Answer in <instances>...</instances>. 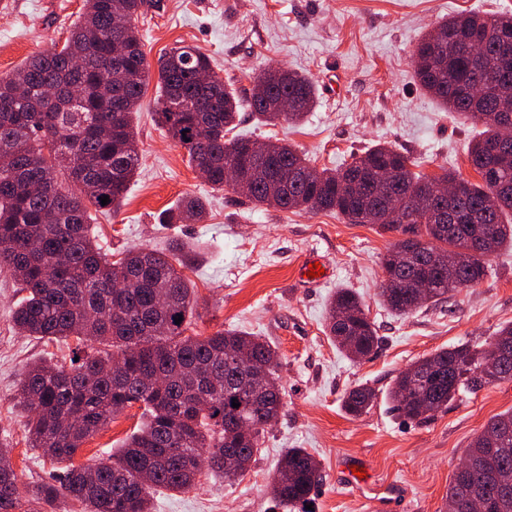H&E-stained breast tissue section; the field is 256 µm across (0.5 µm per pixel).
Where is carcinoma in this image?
I'll return each mask as SVG.
<instances>
[{"instance_id": "obj_1", "label": "carcinoma", "mask_w": 512, "mask_h": 512, "mask_svg": "<svg viewBox=\"0 0 512 512\" xmlns=\"http://www.w3.org/2000/svg\"><path fill=\"white\" fill-rule=\"evenodd\" d=\"M149 7L148 0H84L61 49L0 75V147L13 154L10 168L0 167V272L28 292L12 322L25 336L99 345L68 369L35 362L23 371L18 398L28 413L31 447L53 461H70L116 414L137 404L145 416L116 454L70 465L60 479L29 491L39 504L64 498L80 504L81 512H152L153 489L185 491L204 472L225 480L243 477L283 408L273 344L237 329L186 334L196 305L183 274L192 246L176 241L166 254L130 249L111 262L90 232L88 208L117 209L140 164L134 116L152 73L135 22ZM116 44L126 51L122 69L112 68ZM506 53L512 55L508 12L451 16L412 50L420 88L445 111L483 127L468 148L481 182L448 170L437 175L457 188V223L432 222V212L447 202L424 200L431 176L415 171L418 161L385 145L339 169L318 170L291 145L268 140L261 162L244 164L239 148L252 139L227 137L238 125L241 98L194 46L177 44L159 59L156 115L186 150L189 164L203 169L216 189L227 186L224 167L236 164L246 181L244 196L256 207L334 211L351 224L401 232L404 238L382 259L381 298L392 312L409 315L480 283L491 257L512 245V162L503 165L490 153L501 135L493 116L512 108V68L501 67ZM203 70L211 80L206 92L195 84ZM256 80L262 90L250 93L247 108L265 124L299 122L315 105V84L294 70L269 66ZM283 100L293 111H278ZM45 140L59 144L61 154H44ZM103 195L109 197L106 205L99 200ZM393 196L399 205L388 222L382 206ZM205 215V202L187 195L167 212L165 223L195 224ZM450 252L459 256L453 277L439 262ZM414 278L429 282L428 295L414 294ZM325 332L353 360L379 344L361 300L347 288L330 302ZM505 379H512V360L500 362L488 347L461 343L399 373L389 398L395 412L423 423L432 415L421 410L422 400L432 399L441 411L460 395ZM375 397L359 385L345 394L344 408L360 416ZM234 401L240 406L232 407ZM226 450L236 457L232 470L224 467ZM464 460L471 466L455 470L448 485L456 512H469V487L482 489L493 512H512V411L488 421ZM321 481L315 459L289 448L278 462L271 494L308 512ZM21 496L10 448L1 445L0 512H15Z\"/></svg>"}]
</instances>
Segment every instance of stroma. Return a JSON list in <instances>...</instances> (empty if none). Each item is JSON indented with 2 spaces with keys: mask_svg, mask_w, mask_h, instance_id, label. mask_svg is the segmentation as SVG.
<instances>
[{
  "mask_svg": "<svg viewBox=\"0 0 512 512\" xmlns=\"http://www.w3.org/2000/svg\"><path fill=\"white\" fill-rule=\"evenodd\" d=\"M137 20L143 50L157 63L176 43L209 55L214 70L237 90L271 64L302 72L317 87V102L295 125H266L241 110L237 133L280 139L307 153L313 166L336 169L352 155L384 144L421 161V170L448 169L476 183L468 147L479 126L444 111L414 77L412 49L433 22L469 12H512V0H153ZM83 0H5L0 5V75L62 46ZM157 87L148 84L136 116L141 156L138 176L117 211L92 214L93 234L110 260L130 247L167 246L181 239L199 250L184 274L197 300L187 327L193 336L241 328L265 338L279 353L284 408L268 426L250 468L236 481L203 475L186 492L153 491L154 512H297L276 505L271 479L281 454L306 449L322 482L314 512H373L374 498L402 492L404 512H448V484L471 442L494 415L512 410V380L494 382L451 402L426 423L395 415L388 392L394 378L434 351L462 342L486 346L512 324V247L489 261L479 284L444 303L399 317L382 303L381 261L398 232L351 224L335 212L257 208L230 189L208 185L155 120ZM208 202L199 224H168L182 196ZM322 255L333 276L320 285L300 280L309 253ZM350 288L381 338L366 359H348L325 333L337 289ZM23 293L0 272V442L10 446L21 489L62 475L64 463L32 448L17 383L29 364L67 367L75 339L47 341L21 335L11 312ZM365 385L377 399L359 416L343 396ZM140 410L118 415L80 448L74 464L118 452L139 424ZM359 461L367 481L342 477L341 465Z\"/></svg>",
  "mask_w": 512,
  "mask_h": 512,
  "instance_id": "stroma-1",
  "label": "stroma"
}]
</instances>
